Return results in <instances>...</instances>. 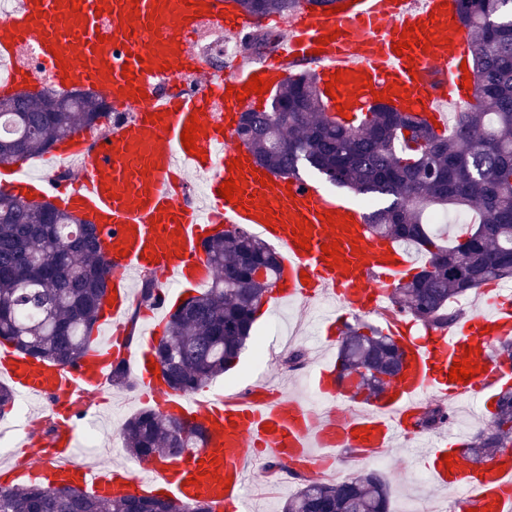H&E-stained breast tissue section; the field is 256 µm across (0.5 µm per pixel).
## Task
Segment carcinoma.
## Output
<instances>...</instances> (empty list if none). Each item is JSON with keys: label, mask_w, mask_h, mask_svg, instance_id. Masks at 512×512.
I'll list each match as a JSON object with an SVG mask.
<instances>
[{"label": "carcinoma", "mask_w": 512, "mask_h": 512, "mask_svg": "<svg viewBox=\"0 0 512 512\" xmlns=\"http://www.w3.org/2000/svg\"><path fill=\"white\" fill-rule=\"evenodd\" d=\"M299 0H234L246 15H289ZM461 24L476 33L471 65L477 103L457 113L451 133L423 116L379 103L352 127L326 110L316 73L288 77L270 108L244 114L238 136L271 172L313 170L371 202V229L429 254L421 271L398 284L390 307L427 328L445 329L461 316L451 304L493 281L512 278V0H457ZM91 92L0 96V164L49 151L80 128L111 117ZM474 210L465 238L450 245L430 224L436 213ZM216 269L210 285L170 314L155 347L168 388L192 393L234 367L250 338L261 299L273 287L280 260L241 229L203 243ZM110 269L93 225L51 202L36 206L0 190V344L48 363L73 366L83 357L108 293ZM147 275L140 302L156 299ZM404 352L365 322L345 326L337 350L339 375L356 376L354 395L378 398L402 368ZM440 405L423 409L416 426L447 423ZM124 448L144 460L184 454L206 442L198 425H181L153 410L130 416ZM512 448V390L498 393L491 426L466 452L475 461ZM298 485L283 512H389L382 475L368 472L336 482L309 480L288 468ZM0 512H212L161 495L97 497L70 485L0 486Z\"/></svg>", "instance_id": "obj_1"}]
</instances>
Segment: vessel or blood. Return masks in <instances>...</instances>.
<instances>
[{"mask_svg":"<svg viewBox=\"0 0 512 512\" xmlns=\"http://www.w3.org/2000/svg\"><path fill=\"white\" fill-rule=\"evenodd\" d=\"M341 11L326 15L302 0L283 20L287 34L274 57L238 66L215 75L190 56L189 39L207 24L241 34L246 19L225 10L224 0H20L0 20V56L13 58L27 45L37 49L39 61L59 87L82 85L111 101L125 116L109 131L91 134L80 129L56 143L50 156L54 167L73 166L79 177L61 208L82 212L96 224L106 245L112 269L113 303L104 304L101 322L106 339L88 346L81 361L60 367L32 361L8 346L0 347V381L22 395L57 401L54 443L72 447L76 432L72 412L64 403L71 391L91 396L109 383L112 365L125 360L145 397L166 417L202 425L207 443L181 458L156 455L143 462L148 478L124 465L84 468L66 456L17 464L19 481L60 486L80 481L93 493L108 497L142 496L166 491L183 501L205 499L216 512H243L249 478L246 460L252 453L276 459H305L317 468L340 448H390L400 443L420 414L427 394L478 398L488 379L502 374L493 347L512 339V293L495 290L489 309L470 316L452 330L429 329L416 336L403 322L391 331L405 351L401 373L379 399L357 406L340 390L335 365L315 368L314 384L332 408L325 417L302 398L278 388L257 387L248 397L203 400L171 393L160 375L152 373L150 350L163 337L162 314L175 289L205 287L215 270L199 244L215 226L248 225L282 248L275 284L276 303L328 299L350 311L377 307L403 272L415 268L416 256L404 245L372 233L361 210L324 195L320 187L301 178L277 176L261 167L249 150L236 141L237 116L254 110L257 94L237 99L252 76L279 85L289 63L317 59L322 81L344 71L334 88L341 104L364 112L374 92H386L389 104L435 118L439 130L448 127V110L474 104L473 89L462 86L461 63L472 48L455 7L443 0H339ZM422 26L429 49L411 48L397 55L392 45L401 33ZM130 75H123V66ZM197 76V88L185 94L159 96L156 82L165 76L178 81L181 72ZM36 73L14 67L0 81V93L11 94ZM201 125L197 153H189L181 133L191 119ZM241 160L247 176L242 194L229 202L219 194L230 177L229 164ZM192 171L204 179L201 202L190 205L176 191L178 174ZM0 185L17 198L46 195L57 185L51 174H22L0 167ZM268 202L273 217L262 223L258 205ZM349 215V228L326 229L323 214ZM309 222V249L296 243L297 221ZM338 243L340 264L324 259L323 245ZM157 277L160 300L145 318L142 345L129 347L123 337L124 320L139 298L130 284L133 272ZM309 283H302L301 274ZM469 359L476 373L464 381L449 380L453 362ZM446 446H433L426 469L433 484L470 495L476 512H512V455L500 454L482 466L461 460L445 464Z\"/></svg>","mask_w":512,"mask_h":512,"instance_id":"obj_1","label":"vessel or blood"}]
</instances>
